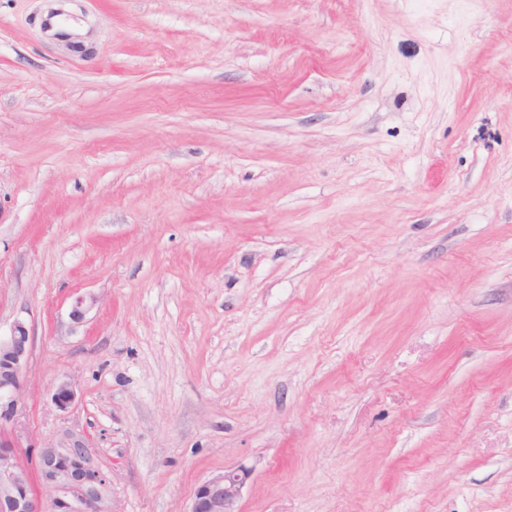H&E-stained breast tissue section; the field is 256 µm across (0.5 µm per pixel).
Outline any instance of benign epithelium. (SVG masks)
Instances as JSON below:
<instances>
[{"mask_svg":"<svg viewBox=\"0 0 512 512\" xmlns=\"http://www.w3.org/2000/svg\"><path fill=\"white\" fill-rule=\"evenodd\" d=\"M96 302L92 294L75 295L70 318L82 322ZM32 346L30 330L22 321L0 336V512H112V480L100 469L87 438L42 444L33 472L22 461L19 442L7 424L17 411V394ZM75 399L70 379L55 385L51 401L58 410H67ZM252 473L239 465L200 482L188 512H240L243 489Z\"/></svg>","mask_w":512,"mask_h":512,"instance_id":"benign-epithelium-1","label":"benign epithelium"}]
</instances>
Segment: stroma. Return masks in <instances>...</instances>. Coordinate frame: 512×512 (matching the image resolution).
<instances>
[{"label":"stroma","mask_w":512,"mask_h":512,"mask_svg":"<svg viewBox=\"0 0 512 512\" xmlns=\"http://www.w3.org/2000/svg\"><path fill=\"white\" fill-rule=\"evenodd\" d=\"M55 5L0 0L24 463L86 434L112 512L239 465L242 512H512V0H67L77 50ZM75 399V385L69 378L62 379L55 385L51 401L58 410H67L74 403Z\"/></svg>","instance_id":"35a3bbf8"}]
</instances>
